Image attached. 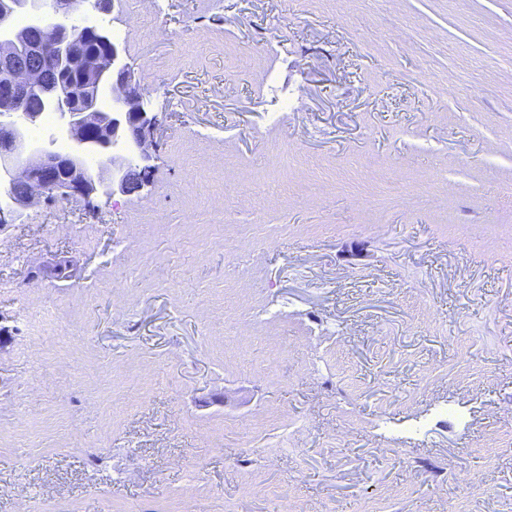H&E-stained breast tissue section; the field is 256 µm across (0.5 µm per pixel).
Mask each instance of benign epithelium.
I'll list each match as a JSON object with an SVG mask.
<instances>
[{
    "mask_svg": "<svg viewBox=\"0 0 512 512\" xmlns=\"http://www.w3.org/2000/svg\"><path fill=\"white\" fill-rule=\"evenodd\" d=\"M76 0H55L53 14L42 12L40 0H4L0 3V185L7 187L8 202L0 203V225L14 224L23 211L43 202L71 195L109 198L115 191L130 193L149 183L133 181L135 173L152 172L157 115L144 107L143 92L124 52L109 31L96 23L78 25ZM27 13V24L14 25V17ZM83 33L100 47L101 55L79 59L72 44ZM96 86L112 88V107H99L96 96L85 95V105L74 109V94L53 86L54 74L75 64ZM52 112L65 120L69 141L65 162L72 177H54L60 161L54 141L35 145L29 127ZM100 158L93 169L88 157Z\"/></svg>",
    "mask_w": 512,
    "mask_h": 512,
    "instance_id": "1",
    "label": "benign epithelium"
}]
</instances>
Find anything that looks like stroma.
I'll return each instance as SVG.
<instances>
[{
  "instance_id": "1",
  "label": "stroma",
  "mask_w": 512,
  "mask_h": 512,
  "mask_svg": "<svg viewBox=\"0 0 512 512\" xmlns=\"http://www.w3.org/2000/svg\"><path fill=\"white\" fill-rule=\"evenodd\" d=\"M152 2L149 186L0 231V512H512V0Z\"/></svg>"
}]
</instances>
